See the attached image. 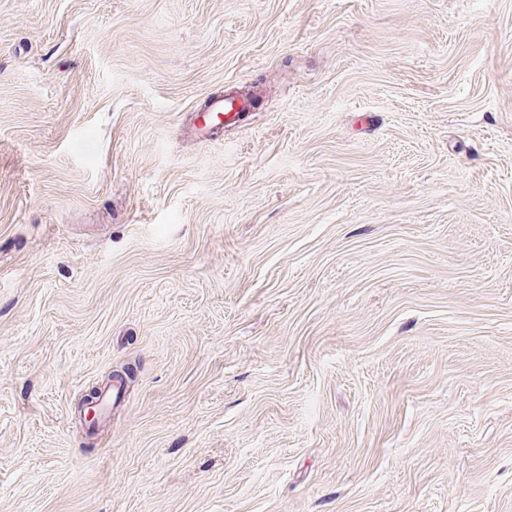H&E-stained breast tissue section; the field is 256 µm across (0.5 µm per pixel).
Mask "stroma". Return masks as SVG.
Instances as JSON below:
<instances>
[{"instance_id":"35a3bbf8","label":"stroma","mask_w":512,"mask_h":512,"mask_svg":"<svg viewBox=\"0 0 512 512\" xmlns=\"http://www.w3.org/2000/svg\"><path fill=\"white\" fill-rule=\"evenodd\" d=\"M0 512H512V0H0ZM250 108V102L244 97H224L213 99L207 114L202 115V122L196 127L197 136L201 140H207V136L213 127V121L221 123V115L224 121L234 118Z\"/></svg>"}]
</instances>
